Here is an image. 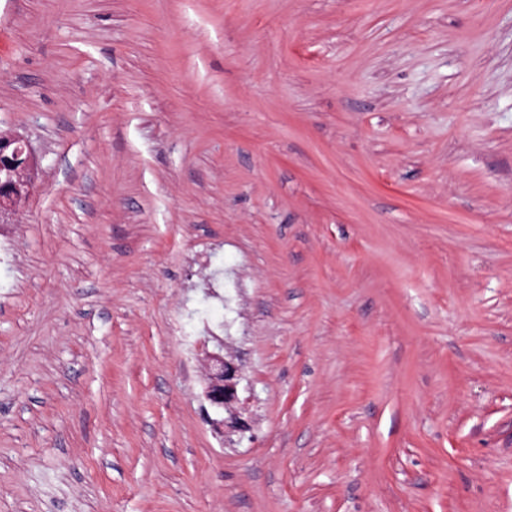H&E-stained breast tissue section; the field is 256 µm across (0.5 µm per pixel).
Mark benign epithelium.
I'll use <instances>...</instances> for the list:
<instances>
[{
    "label": "benign epithelium",
    "mask_w": 512,
    "mask_h": 512,
    "mask_svg": "<svg viewBox=\"0 0 512 512\" xmlns=\"http://www.w3.org/2000/svg\"><path fill=\"white\" fill-rule=\"evenodd\" d=\"M32 154L21 137L0 131V223L23 208L31 194ZM205 398L214 406L231 411L224 422L227 433L247 429V422L233 412L238 403L240 368L220 354H210L206 362Z\"/></svg>",
    "instance_id": "1"
}]
</instances>
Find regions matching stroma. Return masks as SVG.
<instances>
[{
	"instance_id": "stroma-1",
	"label": "stroma",
	"mask_w": 512,
	"mask_h": 512,
	"mask_svg": "<svg viewBox=\"0 0 512 512\" xmlns=\"http://www.w3.org/2000/svg\"><path fill=\"white\" fill-rule=\"evenodd\" d=\"M0 130V512H512V0H0ZM32 154L21 137L0 131V223L23 208L31 194ZM205 398L214 406L229 410V421H224V433L230 434L247 429V422L232 409L238 403V376L240 368L233 360L220 354H209L206 362ZM227 429V431H226Z\"/></svg>"
}]
</instances>
